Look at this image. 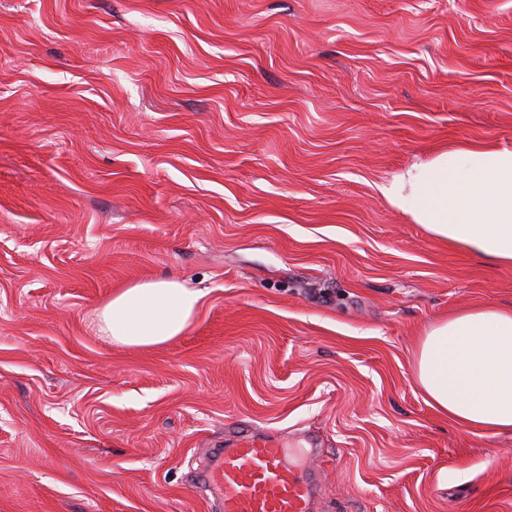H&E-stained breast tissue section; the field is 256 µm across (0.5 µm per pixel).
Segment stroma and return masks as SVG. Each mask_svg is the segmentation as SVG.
Segmentation results:
<instances>
[{"instance_id": "1", "label": "stroma", "mask_w": 512, "mask_h": 512, "mask_svg": "<svg viewBox=\"0 0 512 512\" xmlns=\"http://www.w3.org/2000/svg\"><path fill=\"white\" fill-rule=\"evenodd\" d=\"M454 140L512 146V0H0V512H220L243 421L318 512H512V433L416 365L512 266L381 192ZM161 275L182 336L98 333ZM201 297L171 276L135 282L112 292L99 307L98 331L116 345L161 346L186 331Z\"/></svg>"}]
</instances>
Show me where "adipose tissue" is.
<instances>
[{"label":"adipose tissue","mask_w":512,"mask_h":512,"mask_svg":"<svg viewBox=\"0 0 512 512\" xmlns=\"http://www.w3.org/2000/svg\"><path fill=\"white\" fill-rule=\"evenodd\" d=\"M382 193L438 241L512 265V147L455 142L407 165ZM201 294L171 276L117 289L97 311L113 344L181 336ZM417 378L431 406L476 433L512 432V306L457 312L422 338Z\"/></svg>","instance_id":"1"}]
</instances>
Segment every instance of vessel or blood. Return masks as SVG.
<instances>
[{"mask_svg": "<svg viewBox=\"0 0 512 512\" xmlns=\"http://www.w3.org/2000/svg\"><path fill=\"white\" fill-rule=\"evenodd\" d=\"M223 512H313L315 485L307 471L288 466L269 439L242 435L212 473Z\"/></svg>", "mask_w": 512, "mask_h": 512, "instance_id": "b4317fda", "label": "vessel or blood"}]
</instances>
